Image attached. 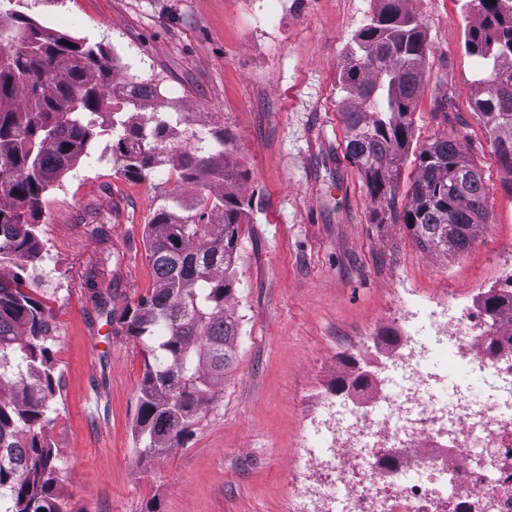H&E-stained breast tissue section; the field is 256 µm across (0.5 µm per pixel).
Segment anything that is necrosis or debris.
<instances>
[{
  "instance_id": "obj_1",
  "label": "necrosis or debris",
  "mask_w": 512,
  "mask_h": 512,
  "mask_svg": "<svg viewBox=\"0 0 512 512\" xmlns=\"http://www.w3.org/2000/svg\"><path fill=\"white\" fill-rule=\"evenodd\" d=\"M478 313L416 311L372 401L323 398L301 512H512V352Z\"/></svg>"
}]
</instances>
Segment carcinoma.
Masks as SVG:
<instances>
[{"label": "carcinoma", "instance_id": "cac0c4a2", "mask_svg": "<svg viewBox=\"0 0 512 512\" xmlns=\"http://www.w3.org/2000/svg\"><path fill=\"white\" fill-rule=\"evenodd\" d=\"M380 6L354 34L339 81L344 152L372 200L402 221L433 254L461 253L489 215L482 170L453 135L440 134L419 155L418 174L398 210L396 178L412 145V106L430 51L421 19L406 0ZM464 47L483 60L474 107L492 135L500 167L512 174V0H465ZM25 0L0 5V512H64L58 502L55 448L45 428L58 384L49 314L25 291L22 272L38 259L36 233L46 192L112 131V161L126 177L149 178L172 163L178 186L219 184L189 206L177 190L145 229L155 285L118 329L142 345L134 439L139 456L161 455L189 433L235 356L236 246L252 199L225 130L191 134L192 147L166 156L181 113L141 111L160 95L155 79L131 77L117 94L113 62L99 42L57 34L27 13ZM495 336L512 349V276L483 303Z\"/></svg>", "mask_w": 512, "mask_h": 512}]
</instances>
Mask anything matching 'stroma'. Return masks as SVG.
<instances>
[{"mask_svg":"<svg viewBox=\"0 0 512 512\" xmlns=\"http://www.w3.org/2000/svg\"><path fill=\"white\" fill-rule=\"evenodd\" d=\"M464 0H410L430 46L413 105L418 151L455 135L490 188L472 246L423 252L404 224L381 221L344 153L338 77L376 0H34L31 16L103 43L127 75L153 78L184 133L223 129L248 172L232 305L237 355L192 432L159 457L133 437L144 357L115 324L151 291L146 224L176 179L116 172L102 135L46 194L28 293L49 311L59 392L46 429L69 512H290L302 440L322 396L366 370L361 345L387 348L415 304L462 302L512 275V194L473 105L477 57L464 47Z\"/></svg>","mask_w":512,"mask_h":512,"instance_id":"35a3bbf8","label":"stroma"}]
</instances>
